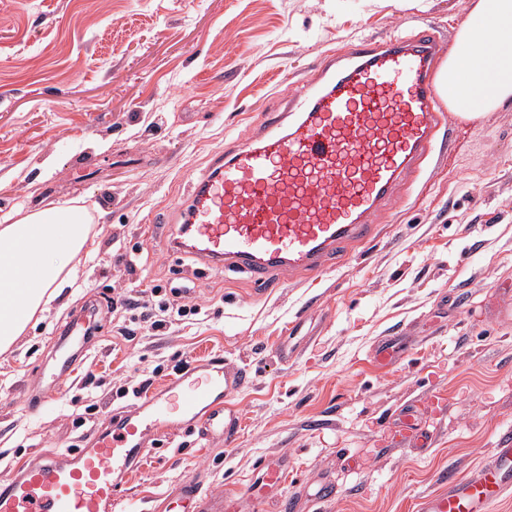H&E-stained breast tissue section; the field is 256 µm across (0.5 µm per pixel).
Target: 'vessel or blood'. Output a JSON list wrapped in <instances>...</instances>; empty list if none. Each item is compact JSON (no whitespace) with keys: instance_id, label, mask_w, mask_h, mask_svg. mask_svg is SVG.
<instances>
[{"instance_id":"vessel-or-blood-1","label":"vessel or blood","mask_w":512,"mask_h":512,"mask_svg":"<svg viewBox=\"0 0 512 512\" xmlns=\"http://www.w3.org/2000/svg\"><path fill=\"white\" fill-rule=\"evenodd\" d=\"M439 62L427 28L413 39H365L329 55L335 73L302 88L305 106L291 121L277 120L218 155L195 181L174 247L261 286L282 271L333 269L345 246L375 235V216L430 153L436 132L451 124L436 88ZM94 327L81 317L61 329L45 391L62 389ZM254 383L248 365L222 357L183 366L159 390L112 409L81 447L45 450L16 464L0 478V512H138L127 485L149 437L189 433L232 446L244 427L237 395ZM428 407L443 412L447 402L432 394L401 409L394 443L420 453L430 448L434 433L422 424ZM290 468L284 457L259 462L255 504L271 501L278 512H294V501L280 493ZM437 482L421 512H493L512 488V431L471 473L444 471ZM169 497L190 503L191 512H237L233 498L206 495L193 480Z\"/></svg>"}]
</instances>
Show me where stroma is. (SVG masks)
<instances>
[{
	"label": "stroma",
	"instance_id": "1",
	"mask_svg": "<svg viewBox=\"0 0 512 512\" xmlns=\"http://www.w3.org/2000/svg\"><path fill=\"white\" fill-rule=\"evenodd\" d=\"M469 9L470 0H0V219L80 199L94 235L76 290L0 355V471L77 444L119 406V386L148 378L157 388L179 362L218 355L257 373L237 397L244 430L229 448L152 435L128 484L142 512H182L163 495L190 479L252 512L259 460L284 453L294 471L283 493L298 498L297 512H419L436 472L462 477L482 463L512 426V317L500 314V292L512 289V105L456 119L451 152L432 150L374 239L320 278L296 272L263 290L164 245L191 183L274 113L298 111L297 91L320 77L328 52L388 41L396 17L409 36L431 26L445 50ZM189 281L187 301L206 319L121 338L113 297ZM88 310L99 328L74 382L28 416L52 336ZM386 336L401 356L383 372L373 354ZM283 339L294 350L287 363L276 356ZM432 391L448 410L431 452L387 447L399 410ZM325 480L334 494L319 503Z\"/></svg>",
	"mask_w": 512,
	"mask_h": 512
}]
</instances>
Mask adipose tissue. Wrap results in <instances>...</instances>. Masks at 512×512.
Returning <instances> with one entry per match:
<instances>
[{
    "label": "adipose tissue",
    "mask_w": 512,
    "mask_h": 512,
    "mask_svg": "<svg viewBox=\"0 0 512 512\" xmlns=\"http://www.w3.org/2000/svg\"><path fill=\"white\" fill-rule=\"evenodd\" d=\"M437 87L466 120L512 103V0H471ZM91 242L89 210L76 200L0 221V355L72 287L74 260Z\"/></svg>",
    "instance_id": "1"
}]
</instances>
